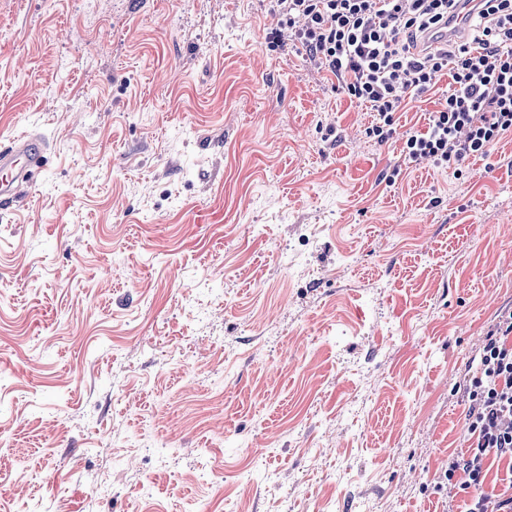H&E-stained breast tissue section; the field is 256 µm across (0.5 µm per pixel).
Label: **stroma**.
<instances>
[{
	"label": "stroma",
	"mask_w": 512,
	"mask_h": 512,
	"mask_svg": "<svg viewBox=\"0 0 512 512\" xmlns=\"http://www.w3.org/2000/svg\"><path fill=\"white\" fill-rule=\"evenodd\" d=\"M268 0H0V512H466L473 359L512 314V133L381 141ZM112 492L90 493L103 472ZM45 144L37 137L23 134L0 148V198L13 199L23 185L33 180L44 162Z\"/></svg>",
	"instance_id": "stroma-1"
}]
</instances>
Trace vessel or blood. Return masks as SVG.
I'll list each match as a JSON object with an SVG mask.
<instances>
[{
    "label": "vessel or blood",
    "mask_w": 512,
    "mask_h": 512,
    "mask_svg": "<svg viewBox=\"0 0 512 512\" xmlns=\"http://www.w3.org/2000/svg\"><path fill=\"white\" fill-rule=\"evenodd\" d=\"M45 144L37 137L23 134L0 147V198L13 199L23 185L30 183L44 162Z\"/></svg>",
    "instance_id": "obj_1"
}]
</instances>
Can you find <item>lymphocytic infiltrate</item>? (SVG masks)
Returning <instances> with one entry per match:
<instances>
[{"instance_id": "lymphocytic-infiltrate-1", "label": "lymphocytic infiltrate", "mask_w": 512, "mask_h": 512, "mask_svg": "<svg viewBox=\"0 0 512 512\" xmlns=\"http://www.w3.org/2000/svg\"><path fill=\"white\" fill-rule=\"evenodd\" d=\"M271 50L291 39L295 50L338 81L340 91L368 104L373 135L389 138L395 114L410 97L448 74V95L425 132L407 136L408 161L428 160L462 171L512 133V0H483L466 35L431 46L427 37L447 24L459 0H271ZM466 418L472 443L453 458L472 496L467 512H512V494L487 490V457L512 471V320L488 336L476 363Z\"/></svg>"}]
</instances>
